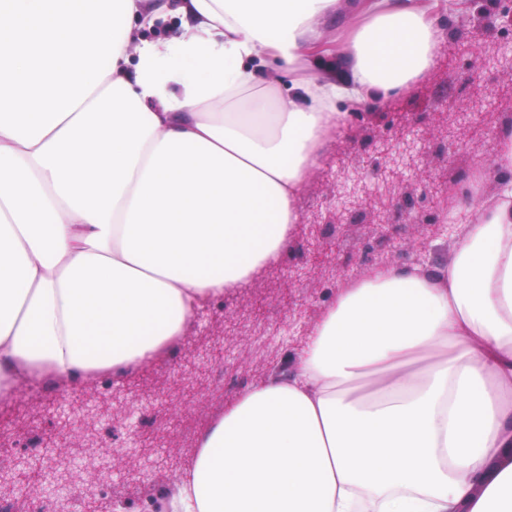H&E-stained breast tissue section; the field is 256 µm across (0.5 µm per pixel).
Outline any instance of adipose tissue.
Segmentation results:
<instances>
[{"label": "adipose tissue", "instance_id": "obj_1", "mask_svg": "<svg viewBox=\"0 0 512 512\" xmlns=\"http://www.w3.org/2000/svg\"><path fill=\"white\" fill-rule=\"evenodd\" d=\"M439 11L369 0L330 77L340 0H0V399L140 369L276 260L327 130L431 69ZM487 174L448 259L340 288L165 512H512V135ZM349 22L348 17L339 18L336 22L327 25L328 38L321 47L319 53L325 62H336V56L340 52L341 42L336 37V28L346 26Z\"/></svg>", "mask_w": 512, "mask_h": 512}]
</instances>
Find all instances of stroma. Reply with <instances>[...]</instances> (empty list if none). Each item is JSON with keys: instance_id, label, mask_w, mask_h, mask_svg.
<instances>
[{"instance_id": "obj_1", "label": "stroma", "mask_w": 512, "mask_h": 512, "mask_svg": "<svg viewBox=\"0 0 512 512\" xmlns=\"http://www.w3.org/2000/svg\"><path fill=\"white\" fill-rule=\"evenodd\" d=\"M439 25L444 39L426 76L329 132L280 259L203 303L176 349L122 378L54 393L22 382L0 401V459L11 476L0 496L17 512H113L118 502L155 512L157 490L190 464L202 430L240 390L290 367L339 288L374 265L446 260L441 229L466 205L457 183L488 167L497 151L491 132L512 116V13L469 7L442 13ZM131 403L148 415L149 433L133 432ZM38 426L43 453L23 464L22 443ZM66 447L104 469H69L54 494L39 468Z\"/></svg>"}]
</instances>
